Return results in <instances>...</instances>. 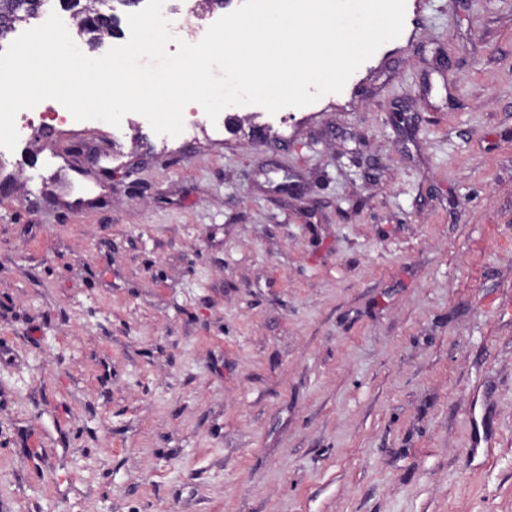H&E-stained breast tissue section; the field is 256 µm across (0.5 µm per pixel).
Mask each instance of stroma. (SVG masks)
<instances>
[{
    "label": "stroma",
    "mask_w": 512,
    "mask_h": 512,
    "mask_svg": "<svg viewBox=\"0 0 512 512\" xmlns=\"http://www.w3.org/2000/svg\"><path fill=\"white\" fill-rule=\"evenodd\" d=\"M121 129L6 160L0 512H512V0Z\"/></svg>",
    "instance_id": "35a3bbf8"
}]
</instances>
